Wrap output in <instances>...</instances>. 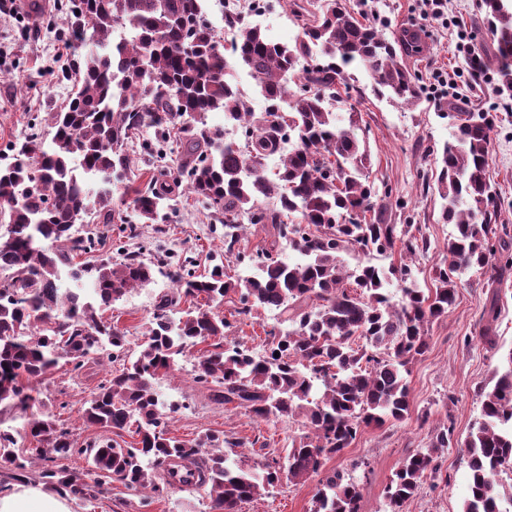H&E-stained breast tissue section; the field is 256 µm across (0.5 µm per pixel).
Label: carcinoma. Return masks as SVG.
<instances>
[{
	"instance_id": "1",
	"label": "carcinoma",
	"mask_w": 512,
	"mask_h": 512,
	"mask_svg": "<svg viewBox=\"0 0 512 512\" xmlns=\"http://www.w3.org/2000/svg\"><path fill=\"white\" fill-rule=\"evenodd\" d=\"M482 6L501 84L512 88V0H482ZM67 11L98 50L85 54L66 111L52 115L51 139L32 134L0 149V216L8 217L0 233V412H19L32 444L24 448L0 428V466L10 471L0 492L30 478L90 502L116 480L147 507L170 486L158 481L160 472L199 460L200 480L190 472L182 485L204 490L216 512H241L284 477L298 482L320 474L362 428L405 420L410 365L427 349L428 325L455 305L463 276L487 273L493 259L496 281L512 270L490 175L498 113H443L456 123L436 161L437 190L440 219L453 232L432 286L423 288L406 263L341 262L343 253L385 254L397 246L406 258L426 254L431 242L411 233V225L385 218L358 113L349 107L343 125L337 112L346 104L340 87L354 66L368 72L376 96L415 103L418 78L404 59L425 51L422 30L404 28L389 38L343 0H314L308 8L294 2L291 12L302 20L294 44L274 42L260 27L227 16L235 29L227 54L200 0H71ZM236 65L270 102L267 111H251L234 82ZM210 112L224 113V123L242 136L208 125ZM169 151L178 159L170 180L163 170ZM135 153L147 157L151 173L137 187ZM275 155L279 164L270 175L266 160ZM118 186L146 224L164 223L179 197L195 195L202 209L221 216L224 256L237 262L243 222L262 225L270 241L248 255L259 274L234 279L220 262L198 276L190 259L147 261L140 251L123 253L115 264L100 259L74 267V255L97 244L93 235H78L77 225L89 215L117 221L112 188ZM284 243L300 261L281 259ZM165 264L175 269V288L160 297L145 340L131 353L126 333L104 323L80 290L91 288L100 306L109 307L148 287ZM65 276L79 286L66 297L56 287ZM394 280L397 301L386 290ZM230 292L239 295L238 316L260 308L285 316L288 328L266 332L263 354L223 343L231 323L212 310L178 309L183 297L214 302ZM107 344L119 373L98 384L82 419L136 439L80 444L55 414L31 409L38 384L60 361L79 373L99 362ZM199 344L206 349L192 379L211 402L242 408L260 422H301L303 433L284 458L230 464L222 434L190 442L170 435L168 412L175 408L160 399L156 383ZM491 382L480 420L463 442L447 427L404 459L385 487L390 512H405L423 478L438 473L440 451L457 446L469 470L461 512H512V351ZM73 456L90 460L91 481L59 464ZM360 499L353 478L334 470L319 481L311 512H360Z\"/></svg>"
}]
</instances>
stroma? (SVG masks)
<instances>
[{"label":"stroma","instance_id":"35a3bbf8","mask_svg":"<svg viewBox=\"0 0 512 512\" xmlns=\"http://www.w3.org/2000/svg\"><path fill=\"white\" fill-rule=\"evenodd\" d=\"M30 0H15L13 15L0 18V148L6 143L37 132L48 134V113L65 108L86 54L82 41L74 40L67 16L58 0H37L38 10H30ZM261 7L244 11V23L260 26L273 40L293 43L300 27L290 13L289 0H260ZM357 18L374 24L385 34L406 27L422 28L429 35L427 52L410 59L409 68L428 87L435 71H467L468 60L455 50V27L427 23L421 15L420 0H346ZM480 0H448L449 16L465 26L476 55H490L489 25L479 10ZM488 81L460 84L459 99L448 102L422 95L412 105L400 106L376 97L363 68L349 71V101L360 114L371 158L370 179L375 186L389 185L392 198L386 199V215L391 223L417 225L432 243L431 250L413 258L411 265L419 281H429L431 269L441 259L440 247L453 230L439 221L441 199L435 182L438 171L434 154L450 140L453 127L442 113L447 107L459 112H497L502 120L491 144L490 173L497 191L500 223L512 233V113L503 111L512 91L499 86L495 65L486 61ZM137 235L125 249L136 250L150 241L160 249L194 260L197 272L224 262V227L198 207L193 198L181 197L177 215L165 232L154 225L140 224ZM476 275L462 283L455 305L447 315L428 327V348L411 365L409 376L411 413L402 422H386L363 428L356 441L331 458L327 469L347 472L359 485L361 512H388L384 489L407 451L427 447L439 429L452 427L457 438H466L480 416L481 391L488 386L497 368L512 351V276L486 287ZM166 274L158 273L146 288L129 292L104 309L103 317L125 331L130 350H137L152 317L158 294L168 291ZM496 301L498 319L494 324L496 342L486 343L481 332L483 313L489 301ZM238 306L236 295H226L213 303V311L232 316ZM233 318V316H232ZM277 312L256 310L244 319L233 318L227 330L229 341L238 342L254 353H263L266 332L277 325ZM200 354L190 348L180 359L173 375L159 380L162 398L177 405L168 420L171 435L190 441L206 432H221L232 441L228 457L257 458L281 454L301 432L297 422H256L243 409L211 404L193 383L190 370ZM112 363L91 366L79 376L60 368L40 386L37 411L58 414L79 442L97 440L102 430L80 417L97 385L111 373ZM437 478L426 479L407 503L406 512H460L467 493L468 469L463 452L448 448L441 454ZM317 478L304 482L281 481L270 494L242 507V512H310ZM72 512H211L205 494L172 489L167 497L141 506L128 495L121 482L107 485L98 499L84 503L72 500Z\"/></svg>","mask_w":512,"mask_h":512}]
</instances>
